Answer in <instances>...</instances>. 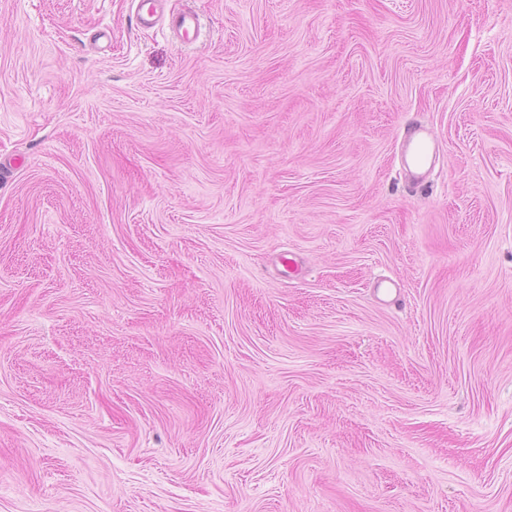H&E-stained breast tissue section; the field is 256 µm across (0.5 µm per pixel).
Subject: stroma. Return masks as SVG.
I'll list each match as a JSON object with an SVG mask.
<instances>
[{"label":"stroma","mask_w":512,"mask_h":512,"mask_svg":"<svg viewBox=\"0 0 512 512\" xmlns=\"http://www.w3.org/2000/svg\"><path fill=\"white\" fill-rule=\"evenodd\" d=\"M163 6L0 0V512H512V0ZM163 0H134L136 21L142 28H154L164 20ZM167 26L170 33L183 42L196 41L200 36L199 15L190 9L173 12L169 16ZM404 144L406 148L405 165L408 171L415 176L432 162L435 138L428 127L411 124L405 130ZM413 144V155L409 157L410 147Z\"/></svg>","instance_id":"1"}]
</instances>
